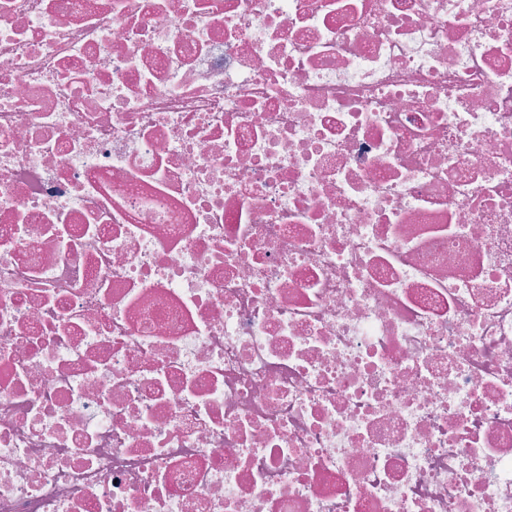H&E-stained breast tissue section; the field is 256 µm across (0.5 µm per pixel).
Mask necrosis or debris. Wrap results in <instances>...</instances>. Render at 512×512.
I'll list each match as a JSON object with an SVG mask.
<instances>
[{
	"mask_svg": "<svg viewBox=\"0 0 512 512\" xmlns=\"http://www.w3.org/2000/svg\"><path fill=\"white\" fill-rule=\"evenodd\" d=\"M0 512H512V0H0Z\"/></svg>",
	"mask_w": 512,
	"mask_h": 512,
	"instance_id": "4bbe7bcc",
	"label": "necrosis or debris"
}]
</instances>
